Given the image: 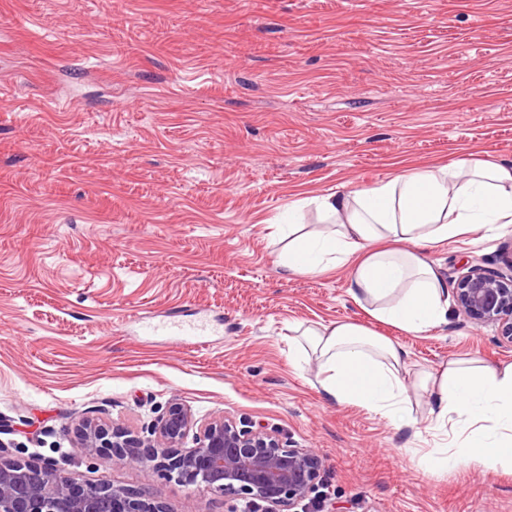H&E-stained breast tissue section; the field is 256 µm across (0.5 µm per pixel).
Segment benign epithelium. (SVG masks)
<instances>
[{"instance_id":"benign-epithelium-1","label":"benign epithelium","mask_w":512,"mask_h":512,"mask_svg":"<svg viewBox=\"0 0 512 512\" xmlns=\"http://www.w3.org/2000/svg\"><path fill=\"white\" fill-rule=\"evenodd\" d=\"M455 299L476 326L498 325L512 345V279L473 268L456 284ZM192 417L182 403L171 401L141 438L94 419L73 429L76 447L104 451L121 465L151 466L180 485L243 500L263 512H291L309 498L323 467L314 448H290L279 435L258 424L242 425L225 416L202 426L193 448L182 443ZM0 512H171L147 493L117 485L74 482L51 463L0 456Z\"/></svg>"}]
</instances>
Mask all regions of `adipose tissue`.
<instances>
[{"mask_svg": "<svg viewBox=\"0 0 512 512\" xmlns=\"http://www.w3.org/2000/svg\"><path fill=\"white\" fill-rule=\"evenodd\" d=\"M315 205L330 223L311 232L289 225V272L347 268L348 293L371 321L426 333L447 324L449 307L448 283L429 249L512 226V162L405 168L368 191L326 195ZM289 331L290 348L318 360L319 384L331 401L399 428L455 434V443L419 449L420 467L438 475L459 466L512 471V363L452 359L415 372L405 347L369 324H298ZM415 393L430 398L423 423L413 415Z\"/></svg>", "mask_w": 512, "mask_h": 512, "instance_id": "adipose-tissue-1", "label": "adipose tissue"}]
</instances>
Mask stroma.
Wrapping results in <instances>:
<instances>
[{"instance_id": "1", "label": "stroma", "mask_w": 512, "mask_h": 512, "mask_svg": "<svg viewBox=\"0 0 512 512\" xmlns=\"http://www.w3.org/2000/svg\"><path fill=\"white\" fill-rule=\"evenodd\" d=\"M512 162V0H0V443L171 512L222 495L77 448L171 400L324 459L308 512H512V473L437 477L448 443L326 398L288 327L369 318L348 271L288 273L274 222L406 167ZM449 285L512 275V228L437 246ZM205 325L181 335L182 323ZM413 365L512 363L457 306Z\"/></svg>"}]
</instances>
